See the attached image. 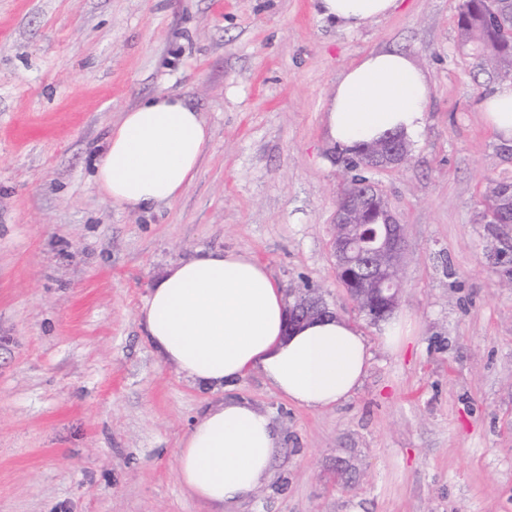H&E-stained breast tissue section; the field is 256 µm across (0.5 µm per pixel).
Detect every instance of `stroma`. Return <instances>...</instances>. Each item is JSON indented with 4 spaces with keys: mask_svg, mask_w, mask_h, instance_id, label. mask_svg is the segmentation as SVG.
<instances>
[{
    "mask_svg": "<svg viewBox=\"0 0 512 512\" xmlns=\"http://www.w3.org/2000/svg\"><path fill=\"white\" fill-rule=\"evenodd\" d=\"M461 2L402 0L342 31L314 0H0V512H512V288L477 221L512 146L476 108L491 65L459 46ZM379 50L430 89L409 162L369 175L404 226L394 350L337 277L354 172L325 125L341 73ZM161 92L212 131L198 174L150 214L112 207L98 154ZM199 248L254 256L285 295L317 290L371 352L323 410L237 382L280 441L257 492L223 506L177 478L180 441L221 397L161 362L139 321L162 268Z\"/></svg>",
    "mask_w": 512,
    "mask_h": 512,
    "instance_id": "35a3bbf8",
    "label": "stroma"
}]
</instances>
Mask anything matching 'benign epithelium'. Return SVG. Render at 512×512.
<instances>
[{"instance_id":"1","label":"benign epithelium","mask_w":512,"mask_h":512,"mask_svg":"<svg viewBox=\"0 0 512 512\" xmlns=\"http://www.w3.org/2000/svg\"><path fill=\"white\" fill-rule=\"evenodd\" d=\"M408 161L399 139L385 138L383 148L371 156V169H399ZM361 190L336 200L334 250L337 275L355 302L373 301L385 314L398 305L400 264L404 250L403 225L385 206L373 204L379 190L367 181ZM319 312L316 299L306 297L289 312L294 326Z\"/></svg>"}]
</instances>
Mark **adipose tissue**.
I'll return each instance as SVG.
<instances>
[{
  "label": "adipose tissue",
  "instance_id": "1",
  "mask_svg": "<svg viewBox=\"0 0 512 512\" xmlns=\"http://www.w3.org/2000/svg\"><path fill=\"white\" fill-rule=\"evenodd\" d=\"M401 0H315L324 21L355 30L394 13ZM429 86L403 52L370 53L339 77L326 112L327 136L352 149L424 124ZM484 123L512 145V82L477 104ZM212 138L200 112L180 96L158 93L122 112L96 162L95 181L114 207L147 213L175 201L193 182ZM288 302L267 266L234 251H198L171 263L146 297L139 320L166 364L196 387L232 389L261 374L289 403L320 410L346 400L365 376L369 346L337 318L288 329ZM279 434L245 401L210 408L184 437L178 479L216 503L251 496L267 477Z\"/></svg>",
  "mask_w": 512,
  "mask_h": 512
}]
</instances>
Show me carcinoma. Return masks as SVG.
I'll use <instances>...</instances> for the list:
<instances>
[{
    "mask_svg": "<svg viewBox=\"0 0 512 512\" xmlns=\"http://www.w3.org/2000/svg\"><path fill=\"white\" fill-rule=\"evenodd\" d=\"M458 30L461 45H475L489 52L493 79L512 82V0H463ZM380 144L379 140L364 143L351 156L342 158V162L349 167L363 168ZM507 185V181L487 183L480 202L479 223H486L488 214L499 213L503 223L512 224V214L500 213V189ZM495 264L500 268L503 283L512 286V239L501 241Z\"/></svg>",
    "mask_w": 512,
    "mask_h": 512,
    "instance_id": "obj_1",
    "label": "carcinoma"
}]
</instances>
